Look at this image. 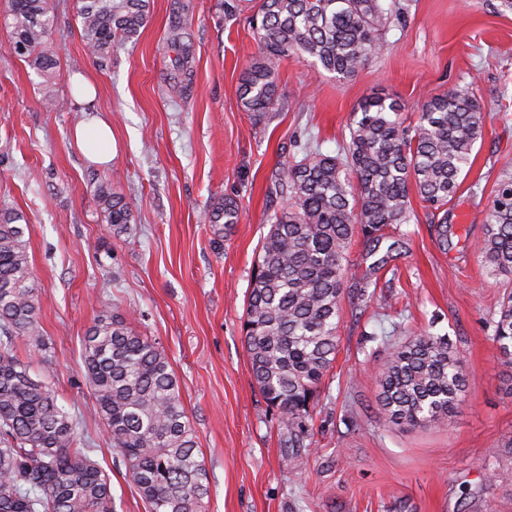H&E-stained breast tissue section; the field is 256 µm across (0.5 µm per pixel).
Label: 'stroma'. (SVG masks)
Listing matches in <instances>:
<instances>
[{
  "instance_id": "1",
  "label": "stroma",
  "mask_w": 512,
  "mask_h": 512,
  "mask_svg": "<svg viewBox=\"0 0 512 512\" xmlns=\"http://www.w3.org/2000/svg\"><path fill=\"white\" fill-rule=\"evenodd\" d=\"M385 48L342 79L288 57L277 99L261 116L238 88L258 53V0H150L137 40L117 43L106 66L88 55L78 0H51L45 50L58 77L44 85L10 49L0 21V208L22 213L40 290L45 338L21 355L74 416L90 457L109 476L116 512H145L95 411L81 341L103 308L159 342L178 377L209 476L205 512H512V396L491 341L508 283L477 254L501 173L512 169V13L498 0H393ZM183 25L191 58L180 67L167 42ZM490 117L473 164L448 203V243L412 197L399 248L374 268L362 235L346 256L336 361L316 398L313 440L293 463L279 446V414L251 375L242 322L253 266L283 200L281 168L313 142L334 152L358 104L382 92L408 122L428 96L463 74ZM93 80L92 104L71 78ZM58 100L43 103L45 91ZM112 126V161L91 162L73 131L91 117ZM118 181L130 228L113 233L95 188ZM236 205L234 223L211 210ZM447 338L466 379L445 427L402 430L379 403L378 374L392 344L419 332ZM496 449L495 488L477 494L483 459Z\"/></svg>"
}]
</instances>
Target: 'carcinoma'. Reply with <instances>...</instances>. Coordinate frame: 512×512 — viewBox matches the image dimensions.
Wrapping results in <instances>:
<instances>
[{
    "label": "carcinoma",
    "mask_w": 512,
    "mask_h": 512,
    "mask_svg": "<svg viewBox=\"0 0 512 512\" xmlns=\"http://www.w3.org/2000/svg\"><path fill=\"white\" fill-rule=\"evenodd\" d=\"M148 14L149 0H80L81 36L96 63L106 65L116 40L137 38ZM7 16L12 52L51 82L56 62L42 51L54 26L50 0H8ZM390 17L386 0H259V53L241 79V105L268 111L277 71L292 55L340 78L355 76L381 54ZM168 40L186 67L185 28L173 26ZM462 80L425 99L413 125L397 100L364 98L336 153L309 147L278 174L285 204L258 253L243 332L252 377L279 412L290 462L313 443L314 397L336 359L343 262L355 226L376 253L378 231L410 223L411 193L437 213L471 164L488 115L474 81ZM96 199L105 223L119 233L128 229L132 208L112 182L97 186ZM23 220L17 211H0V512H115L110 479L81 447L73 416L18 354L20 339L44 346ZM477 252L491 272L512 274L511 174L497 183ZM491 340L511 369L512 290ZM82 357L96 412L147 512H204L208 473L164 350L105 310L84 336ZM379 378L384 411L408 428L447 423L465 387L447 339L429 333L390 351Z\"/></svg>",
    "instance_id": "carcinoma-1"
}]
</instances>
